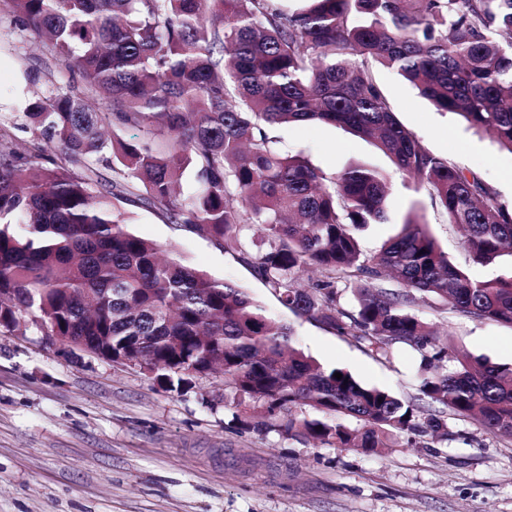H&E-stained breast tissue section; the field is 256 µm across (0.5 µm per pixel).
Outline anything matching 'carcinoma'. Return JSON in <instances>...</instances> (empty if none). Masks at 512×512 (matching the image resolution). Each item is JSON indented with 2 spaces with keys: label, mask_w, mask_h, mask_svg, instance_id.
I'll return each instance as SVG.
<instances>
[{
  "label": "carcinoma",
  "mask_w": 512,
  "mask_h": 512,
  "mask_svg": "<svg viewBox=\"0 0 512 512\" xmlns=\"http://www.w3.org/2000/svg\"><path fill=\"white\" fill-rule=\"evenodd\" d=\"M303 2L0 0L19 39L37 36L59 71L83 81L35 94L28 146L0 121V329L34 326L104 358L140 357L168 391H183L187 374L214 375L239 425L321 445L381 454L400 438L446 440V413L512 439V366L453 350L413 310L432 296L512 325V276L456 265L413 213L361 257L359 233L392 221L390 174L366 164L328 174L271 134L299 123L348 129L428 193L473 264L512 258V203L425 149L378 72H396L512 153V0ZM188 172L197 188L186 197ZM131 196L251 267L294 315L381 359L411 347L416 399L323 366L244 289L163 258L127 230L117 204ZM305 268L318 273L307 288ZM385 276L399 289L378 287Z\"/></svg>",
  "instance_id": "1"
}]
</instances>
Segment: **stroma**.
<instances>
[{
    "instance_id": "1",
    "label": "stroma",
    "mask_w": 512,
    "mask_h": 512,
    "mask_svg": "<svg viewBox=\"0 0 512 512\" xmlns=\"http://www.w3.org/2000/svg\"><path fill=\"white\" fill-rule=\"evenodd\" d=\"M15 23L0 13V114L20 112L31 69H55L38 42L14 49ZM401 123L430 152L472 169L512 202V154L488 135L441 113L392 71L380 72ZM285 150L331 173L368 163L392 172V223L359 236L364 256L378 253L408 212L427 222L438 243L478 276H510L512 266H472L460 232L392 171L370 143L340 127L284 125ZM131 233L155 242L183 264L231 281L293 325L296 344L328 367L369 386L416 396L419 354L394 348L373 356L283 308L248 266L212 240L137 201L123 203ZM419 316L446 331L471 356L512 365V327L445 310L436 299ZM451 438L395 445L379 455L314 445L275 430H245L224 407L220 379L198 375L181 393L163 389L138 368L64 350L42 332L0 333V512H512V439L487 434L470 419L449 418Z\"/></svg>"
}]
</instances>
